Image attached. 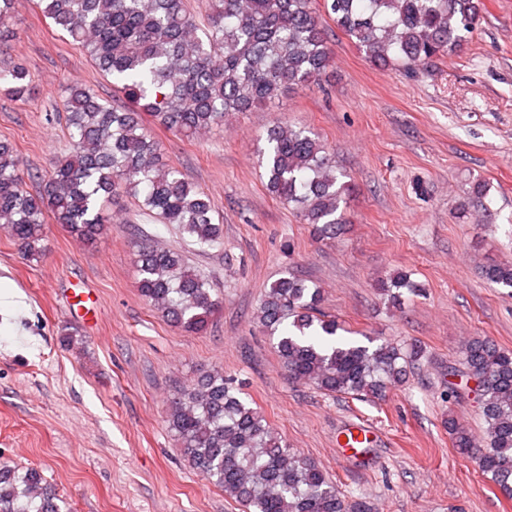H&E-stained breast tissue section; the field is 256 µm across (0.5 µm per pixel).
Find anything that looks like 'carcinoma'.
<instances>
[{"mask_svg": "<svg viewBox=\"0 0 512 512\" xmlns=\"http://www.w3.org/2000/svg\"><path fill=\"white\" fill-rule=\"evenodd\" d=\"M203 34L185 0H36L41 13L86 50L97 68L125 80L123 100H103L74 88L65 103L70 149L41 191L23 186L14 147L0 140V227L25 256L39 252L44 219L84 240L106 223L104 202L131 197L138 210L175 226L191 243L223 244L209 195L161 160L145 132L149 116L173 133L194 138L224 126L282 92L318 83L333 63L321 15L312 0H213ZM13 0H0V49L13 36ZM332 19L366 58L407 69L461 49L481 22L476 0H323ZM20 66L0 73L9 91L29 90ZM267 189L296 205L299 218L323 237L336 235L343 187L332 153L305 130L277 123L267 130ZM137 288L159 314L188 332L205 329L218 305L215 288L182 253L145 239L136 244ZM484 277L512 288V265L485 268ZM416 291L400 274L386 285ZM319 292L294 276L275 281L259 310L274 332L293 318L275 352L288 371L328 394L378 396L405 382L420 351L384 341L376 346L336 340L340 325L314 316ZM474 381L484 439L448 414L453 447H476L482 473L512 496V351L485 337L458 350ZM167 426L181 455L247 512H369L349 500L311 459L289 448L240 396L224 372H205L176 388ZM0 512H64L55 489L34 469L0 464Z\"/></svg>", "mask_w": 512, "mask_h": 512, "instance_id": "obj_1", "label": "carcinoma"}]
</instances>
